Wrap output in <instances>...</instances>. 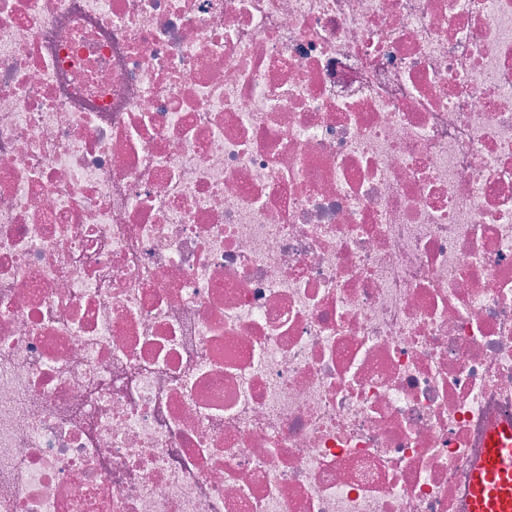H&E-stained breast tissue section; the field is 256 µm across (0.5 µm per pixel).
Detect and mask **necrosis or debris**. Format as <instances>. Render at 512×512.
Masks as SVG:
<instances>
[{"label": "necrosis or debris", "mask_w": 512, "mask_h": 512, "mask_svg": "<svg viewBox=\"0 0 512 512\" xmlns=\"http://www.w3.org/2000/svg\"><path fill=\"white\" fill-rule=\"evenodd\" d=\"M512 421V0H0V512H470Z\"/></svg>", "instance_id": "1"}]
</instances>
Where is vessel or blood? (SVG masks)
Returning a JSON list of instances; mask_svg holds the SVG:
<instances>
[{
	"instance_id": "vessel-or-blood-1",
	"label": "vessel or blood",
	"mask_w": 512,
	"mask_h": 512,
	"mask_svg": "<svg viewBox=\"0 0 512 512\" xmlns=\"http://www.w3.org/2000/svg\"><path fill=\"white\" fill-rule=\"evenodd\" d=\"M471 512H512V424L489 432L488 448L473 468Z\"/></svg>"
}]
</instances>
